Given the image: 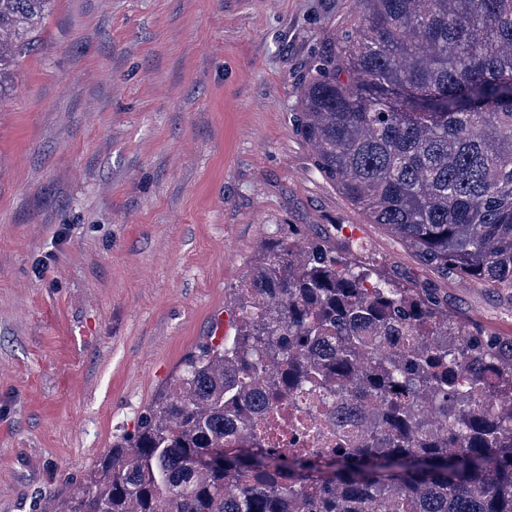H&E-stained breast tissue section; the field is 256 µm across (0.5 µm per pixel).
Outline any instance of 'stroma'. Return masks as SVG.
I'll return each instance as SVG.
<instances>
[{"label": "stroma", "mask_w": 512, "mask_h": 512, "mask_svg": "<svg viewBox=\"0 0 512 512\" xmlns=\"http://www.w3.org/2000/svg\"><path fill=\"white\" fill-rule=\"evenodd\" d=\"M357 20L354 0H53L0 101V512H55L234 335L235 288L289 225L512 337L511 297L367 223L296 132L313 59Z\"/></svg>", "instance_id": "stroma-1"}]
</instances>
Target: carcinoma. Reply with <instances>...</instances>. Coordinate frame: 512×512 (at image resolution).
Here are the masks:
<instances>
[{
  "label": "carcinoma",
  "instance_id": "cac0c4a2",
  "mask_svg": "<svg viewBox=\"0 0 512 512\" xmlns=\"http://www.w3.org/2000/svg\"><path fill=\"white\" fill-rule=\"evenodd\" d=\"M50 4L0 0V101ZM356 7L295 113L315 168L426 266L512 292V0ZM236 293L235 334L190 355L56 512H512V415L470 408L512 399L511 336L308 236L266 244ZM293 390L323 392L357 448L328 477L306 458L200 465Z\"/></svg>",
  "mask_w": 512,
  "mask_h": 512
}]
</instances>
